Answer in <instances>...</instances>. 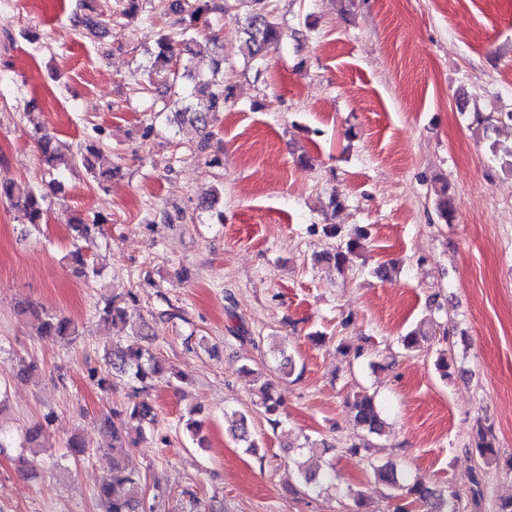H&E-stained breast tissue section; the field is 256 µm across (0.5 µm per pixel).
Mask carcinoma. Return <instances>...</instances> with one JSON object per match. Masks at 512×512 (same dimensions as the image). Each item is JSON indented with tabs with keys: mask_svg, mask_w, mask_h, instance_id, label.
<instances>
[{
	"mask_svg": "<svg viewBox=\"0 0 512 512\" xmlns=\"http://www.w3.org/2000/svg\"><path fill=\"white\" fill-rule=\"evenodd\" d=\"M251 10L245 17L243 27L244 41L240 51L260 66L265 63V57L273 51L284 49L281 24L273 15L270 0H249ZM80 8L84 15L81 23L91 32L100 27L99 17L102 16L98 0H82ZM228 8L227 0H183L181 12L185 13L190 24L202 20L209 23L207 15L222 14ZM216 44V36L212 35L201 42L196 36L184 31L176 39L167 34L160 36L157 42L158 51L152 62V70L157 73H169L171 81L165 84L163 95L178 107L175 117L179 123H189L204 132L203 141H208L207 132L211 123L224 112L228 101L232 98V89L224 84V56L217 55L213 60L212 74L203 78L192 73L194 58L203 54L208 45ZM41 159L50 170L59 171L83 168L94 181L101 184L112 179L114 170L98 169L95 160L99 158L100 148L96 141L87 140L79 145L76 151L63 154L56 145L54 136L44 131L38 137ZM437 211L441 220L446 224L454 221L456 216L455 199L448 194V184L443 183L434 187ZM6 201L18 209L32 225L43 223L46 214V195L36 187L21 182L0 183V201ZM71 232L72 249L66 254V259L75 269L79 277L97 276L101 268L96 262L87 259L88 251L96 247L91 233V225L85 219L74 214L68 219ZM310 232L322 234L328 239H335L338 244L333 251L322 255L328 262H333L337 271L345 268L364 256L367 231L355 228L349 232L339 224H312ZM137 297L132 292L114 294L104 299V304L98 309L99 321L104 327L110 328L118 324L134 323ZM20 314L35 328L37 335L46 338L74 336L77 329L73 321L63 315L50 313L34 303H29L20 309ZM437 328L433 324L422 323L401 339L402 347L409 353H415L429 341H435ZM145 335V325L132 331V338L125 344H115L106 352L105 358L112 365V371L125 376L136 384L134 394L119 407L112 409L110 415L104 418L107 433L112 436V469L103 479L98 489V497L104 504L105 512H143L142 484L140 476L127 468L128 430H136L138 437L145 439L154 431L156 421L153 404L141 393L147 391L148 382L154 381L165 374L177 379H184L179 372L172 368L145 348L140 343V337ZM244 373L253 376V391L259 398V406L263 409L269 424L276 428L280 424L277 418L281 399L275 391L271 380L261 372L244 368ZM354 421L357 426L370 434H381L385 430V420L380 404L375 396L359 393L352 403ZM230 431L242 447L253 451L257 443L251 438L247 416L243 413L232 424ZM476 451L479 457L488 460L498 457L494 443L492 428L479 425ZM375 479L396 491L392 498L397 500L393 512H411V506L419 503L426 512H459L461 495L456 486L448 485L447 493L426 485L419 479L406 478L399 481L396 467L392 464L371 465Z\"/></svg>",
	"mask_w": 512,
	"mask_h": 512,
	"instance_id": "carcinoma-1",
	"label": "carcinoma"
}]
</instances>
